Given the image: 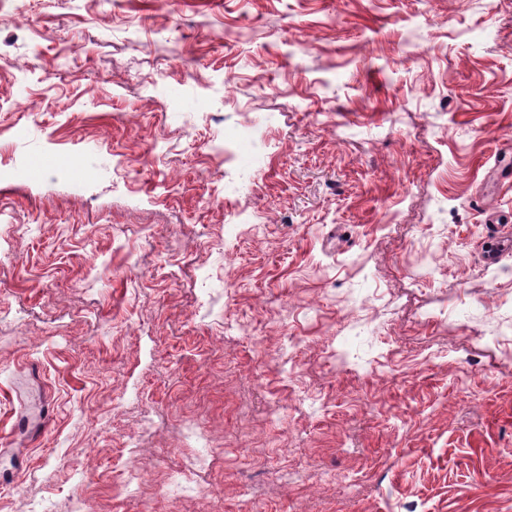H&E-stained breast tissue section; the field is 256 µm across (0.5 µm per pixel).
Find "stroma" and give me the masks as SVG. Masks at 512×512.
Returning <instances> with one entry per match:
<instances>
[{"label":"stroma","mask_w":512,"mask_h":512,"mask_svg":"<svg viewBox=\"0 0 512 512\" xmlns=\"http://www.w3.org/2000/svg\"><path fill=\"white\" fill-rule=\"evenodd\" d=\"M511 147L512 0H0V512H512ZM485 223L489 224L487 226L488 234L490 238L488 239L489 245L486 246V258L485 263L493 264L497 262L500 252H502L505 247L510 251L511 249V234L510 231L508 233H504L501 229V225H497L499 220L494 216V214H489Z\"/></svg>","instance_id":"1"}]
</instances>
